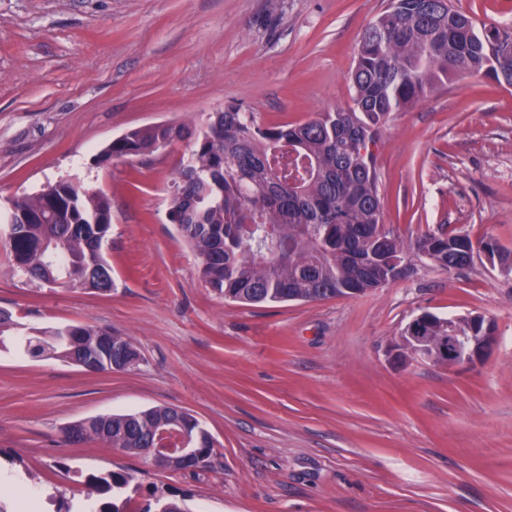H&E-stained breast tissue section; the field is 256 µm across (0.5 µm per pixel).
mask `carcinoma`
<instances>
[{
	"mask_svg": "<svg viewBox=\"0 0 512 512\" xmlns=\"http://www.w3.org/2000/svg\"><path fill=\"white\" fill-rule=\"evenodd\" d=\"M462 74L512 88V26L477 23L451 0H389L364 31L351 74L352 104L295 124L267 126L254 112L227 107L207 114L199 128L153 125L133 129L103 150L98 162L147 156L177 141L189 155L171 189L169 220L200 260L199 277L225 298L248 305L324 301L347 288H370L368 268L398 278L397 268L426 260L452 271L473 263L475 246L457 236L427 231L407 240L382 222L376 168L381 128L393 112L424 100ZM12 235L0 243L13 266L44 284L99 290L86 276L112 266L98 243L112 225V205L101 191L59 181L9 201ZM427 335H448V319L427 315ZM17 322L0 309V347ZM134 347L108 328L69 324L24 338L33 360L71 362L78 352L100 355L112 370L118 348ZM173 407L78 421L63 441L98 440L143 456L153 432L172 419ZM189 430L201 459L214 450L205 432ZM126 472L92 476L101 498L86 512H129ZM134 512H191L173 493L155 496Z\"/></svg>",
	"mask_w": 512,
	"mask_h": 512,
	"instance_id": "cac0c4a2",
	"label": "carcinoma"
}]
</instances>
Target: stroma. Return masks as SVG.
Instances as JSON below:
<instances>
[{
  "instance_id": "stroma-1",
  "label": "stroma",
  "mask_w": 512,
  "mask_h": 512,
  "mask_svg": "<svg viewBox=\"0 0 512 512\" xmlns=\"http://www.w3.org/2000/svg\"><path fill=\"white\" fill-rule=\"evenodd\" d=\"M386 0H0V204L68 178L112 203L99 294L30 281L0 248V308L23 330L78 322L130 337L126 371L88 374L0 349V485L36 512H84L93 475L191 512H512V274L480 253L418 264L357 297L244 305L198 276L168 220L189 149L98 163L129 130L235 106L267 125L351 102L357 47ZM383 222L512 250V88L457 77L392 113L377 149ZM483 315L467 366L397 345L408 324ZM174 406L212 435L209 464L161 471L97 441V415Z\"/></svg>"
}]
</instances>
